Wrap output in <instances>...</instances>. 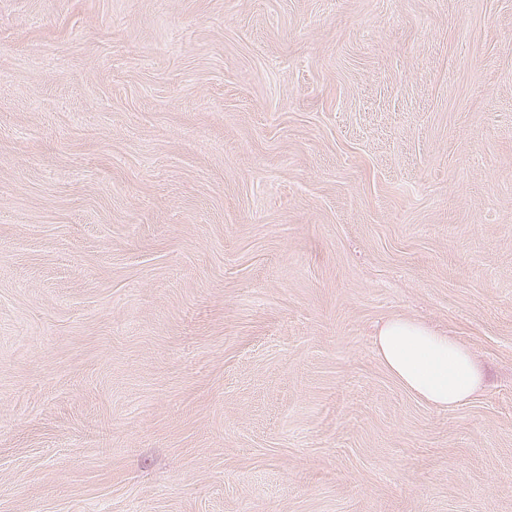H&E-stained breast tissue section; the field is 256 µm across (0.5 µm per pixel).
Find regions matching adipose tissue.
I'll return each mask as SVG.
<instances>
[{
	"label": "adipose tissue",
	"instance_id": "adipose-tissue-1",
	"mask_svg": "<svg viewBox=\"0 0 512 512\" xmlns=\"http://www.w3.org/2000/svg\"><path fill=\"white\" fill-rule=\"evenodd\" d=\"M374 347L400 384L434 408L460 407L483 385L484 374L466 347L418 321L405 317L385 321Z\"/></svg>",
	"mask_w": 512,
	"mask_h": 512
}]
</instances>
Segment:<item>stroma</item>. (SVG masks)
Returning a JSON list of instances; mask_svg holds the SVG:
<instances>
[{
  "instance_id": "obj_1",
  "label": "stroma",
  "mask_w": 512,
  "mask_h": 512,
  "mask_svg": "<svg viewBox=\"0 0 512 512\" xmlns=\"http://www.w3.org/2000/svg\"><path fill=\"white\" fill-rule=\"evenodd\" d=\"M0 512H512V0H0ZM374 347L400 384L436 409L460 407L483 386L484 374L469 350L418 321L405 317L385 321Z\"/></svg>"
}]
</instances>
